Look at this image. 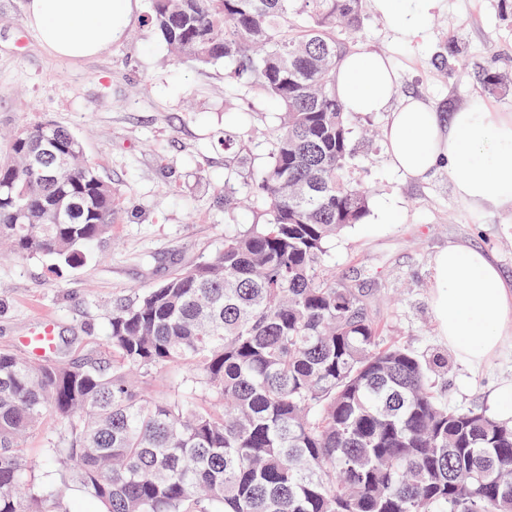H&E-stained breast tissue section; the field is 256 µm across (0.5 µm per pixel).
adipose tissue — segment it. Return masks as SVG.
Here are the masks:
<instances>
[{
	"instance_id": "obj_1",
	"label": "adipose tissue",
	"mask_w": 512,
	"mask_h": 512,
	"mask_svg": "<svg viewBox=\"0 0 512 512\" xmlns=\"http://www.w3.org/2000/svg\"><path fill=\"white\" fill-rule=\"evenodd\" d=\"M399 33L415 36L434 0H373ZM136 0H26V16L41 45L69 61L93 57L119 42ZM396 75L378 53L356 51L342 61L336 95L355 115L385 112L389 159L406 178L447 170L456 197L478 211L512 208V113L474 102L449 116L419 100L391 102ZM432 307L438 329L466 363L478 366L500 347L512 324V288L484 251L449 245L434 259Z\"/></svg>"
}]
</instances>
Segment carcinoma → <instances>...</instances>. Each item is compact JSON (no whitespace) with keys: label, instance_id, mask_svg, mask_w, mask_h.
Returning <instances> with one entry per match:
<instances>
[{"label":"carcinoma","instance_id":"carcinoma-1","mask_svg":"<svg viewBox=\"0 0 512 512\" xmlns=\"http://www.w3.org/2000/svg\"><path fill=\"white\" fill-rule=\"evenodd\" d=\"M180 60H222L275 102L259 172L224 130V202L261 220L224 248L112 308V365L0 351V512H65L62 491L19 488L56 465L103 512H512V422L437 393L440 360L379 343L366 304L325 271L328 242L360 224L369 192L335 77L363 0H150ZM115 219L112 182L79 137L42 122L0 155V240L60 274ZM180 365L198 400L155 398L133 375ZM51 419L42 460L20 451Z\"/></svg>","mask_w":512,"mask_h":512}]
</instances>
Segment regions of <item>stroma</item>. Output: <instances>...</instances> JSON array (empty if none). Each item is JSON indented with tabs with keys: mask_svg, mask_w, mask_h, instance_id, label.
Returning a JSON list of instances; mask_svg holds the SVG:
<instances>
[{
	"mask_svg": "<svg viewBox=\"0 0 512 512\" xmlns=\"http://www.w3.org/2000/svg\"><path fill=\"white\" fill-rule=\"evenodd\" d=\"M25 0H0V152L23 125L47 120L73 131L112 182L117 216L88 260L67 275L38 257L0 254V349L25 353L23 340L44 318L55 326L64 360L99 362L119 300H131L173 270L224 246L225 234L254 223L259 201L224 207L225 128L260 168L278 114L265 100L231 86L223 63L197 67L173 58L148 25L139 0L124 39L100 56L71 62L47 53L27 25ZM361 50L388 56L397 72L395 102L415 96L441 114L479 101L512 113V87L492 91L484 78L512 80V18L503 0H438L421 34L401 37L365 5ZM386 113L354 118L355 179L372 193L371 214L328 247L339 282L359 291L380 326L419 354L448 363L437 381L449 405L495 411L494 392L512 384V335L477 371L438 336L430 304L433 260L448 244L483 249L512 280V210L474 211L454 194L446 170L404 179L391 165ZM398 209L380 224L375 209Z\"/></svg>",
	"mask_w": 512,
	"mask_h": 512,
	"instance_id": "1",
	"label": "stroma"
}]
</instances>
